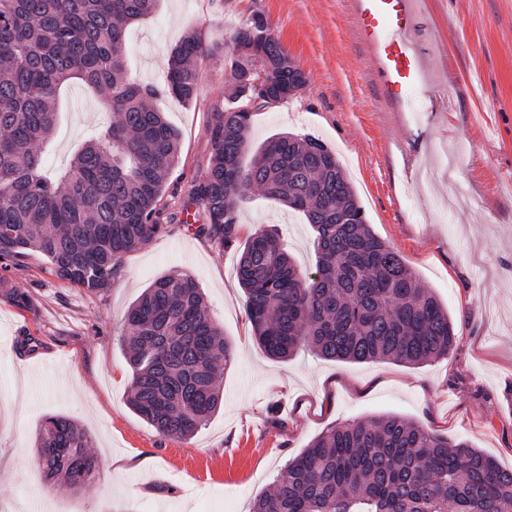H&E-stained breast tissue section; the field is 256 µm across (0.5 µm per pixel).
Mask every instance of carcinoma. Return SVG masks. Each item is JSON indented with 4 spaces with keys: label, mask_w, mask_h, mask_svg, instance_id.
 <instances>
[{
    "label": "carcinoma",
    "mask_w": 512,
    "mask_h": 512,
    "mask_svg": "<svg viewBox=\"0 0 512 512\" xmlns=\"http://www.w3.org/2000/svg\"><path fill=\"white\" fill-rule=\"evenodd\" d=\"M157 0H0V261L39 253L61 280L101 292L124 256L163 230L160 202L179 159L180 134L156 104L190 102L203 59L232 57L235 83L214 113L207 176L194 191L206 223L195 233L221 247L237 241L238 195L256 188L306 216L315 270L304 272L277 243L254 232L236 276L259 348L286 360L304 347L326 359L418 366L447 355L454 324L431 288L368 224L336 154L293 133L268 137L243 164L252 90L237 83L261 59L267 92L287 97L304 73L263 16L225 45L196 34L169 55L161 85L128 77L127 27ZM255 53L237 55L242 46ZM80 80L115 119L61 174L46 175L61 90ZM120 343L131 369L133 410L161 435L189 439L220 407L219 372L234 359L195 279L175 270L127 311ZM35 448L48 475L76 487L100 479L90 439L61 416L40 426ZM251 512H512V469L464 442L396 415L334 426L288 461Z\"/></svg>",
    "instance_id": "cac0c4a2"
}]
</instances>
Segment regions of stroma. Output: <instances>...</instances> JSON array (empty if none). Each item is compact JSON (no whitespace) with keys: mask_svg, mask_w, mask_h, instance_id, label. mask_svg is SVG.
<instances>
[{"mask_svg":"<svg viewBox=\"0 0 512 512\" xmlns=\"http://www.w3.org/2000/svg\"><path fill=\"white\" fill-rule=\"evenodd\" d=\"M421 8L436 96L409 91L403 112L383 92L350 0H160L151 18L128 27L125 55L133 79L157 82L185 36L222 43L262 15L307 82L253 109L251 146L290 132L335 149L373 232L447 309L457 333L449 354L408 367L309 350L280 361L258 348L237 262L250 235L272 227L296 265L312 269L313 233L302 212L251 189L239 200L235 245L195 234L204 215L191 196L207 174L213 114L233 82L228 57L209 58L192 102L160 103L180 132L164 229L125 256L112 287L71 286L37 253L0 268V512H250L327 428L388 414L512 469V0H421ZM112 118L71 85L46 166L64 169ZM177 269L196 279L234 345L220 376L224 403L187 440L160 435L131 409L118 340L129 305ZM15 293L27 306L12 302ZM19 332L38 342L30 359L12 351ZM54 415L90 437L97 483L77 488L46 475L35 439Z\"/></svg>","mask_w":512,"mask_h":512,"instance_id":"35a3bbf8","label":"stroma"}]
</instances>
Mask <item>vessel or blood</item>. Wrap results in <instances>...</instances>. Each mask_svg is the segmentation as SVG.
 <instances>
[{"label":"vessel or blood","instance_id":"vessel-or-blood-1","mask_svg":"<svg viewBox=\"0 0 512 512\" xmlns=\"http://www.w3.org/2000/svg\"><path fill=\"white\" fill-rule=\"evenodd\" d=\"M356 27L384 77V92L404 105L412 89H427L431 62L421 41V18L414 0H352Z\"/></svg>","mask_w":512,"mask_h":512}]
</instances>
